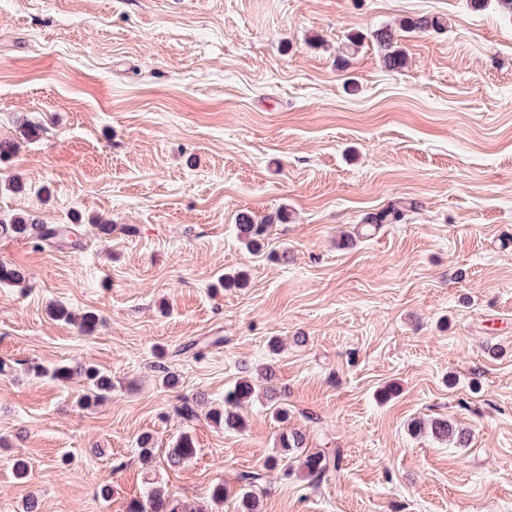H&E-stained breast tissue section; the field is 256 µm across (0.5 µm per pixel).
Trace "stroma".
<instances>
[{
  "label": "stroma",
  "mask_w": 512,
  "mask_h": 512,
  "mask_svg": "<svg viewBox=\"0 0 512 512\" xmlns=\"http://www.w3.org/2000/svg\"><path fill=\"white\" fill-rule=\"evenodd\" d=\"M424 15L445 27L401 37V71L368 40L342 54ZM32 124L0 160L25 183L0 217L78 223L81 247L0 234L26 274L0 286V512H127L149 479L236 512L250 471L260 512H512V19L495 4L0 0V140ZM397 198L402 222L359 235ZM241 213L285 220L251 253ZM237 270L246 287H224ZM56 301L93 332L53 320ZM77 363L110 376L108 401L79 406L85 381L50 375ZM267 363L289 428L341 453L320 483L264 469L280 425L263 395L243 430L207 417ZM433 418L467 446L410 431ZM184 432L196 453L168 466Z\"/></svg>",
  "instance_id": "35a3bbf8"
}]
</instances>
